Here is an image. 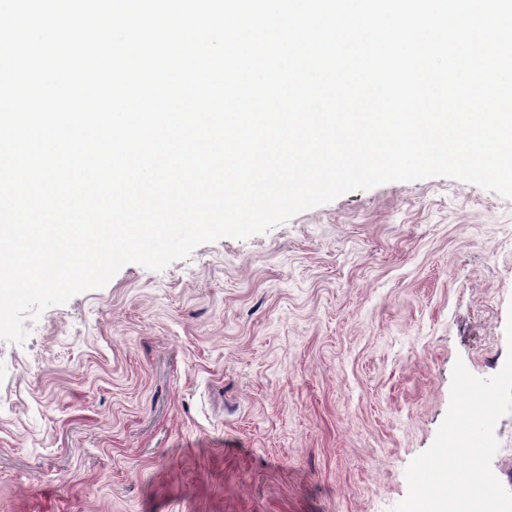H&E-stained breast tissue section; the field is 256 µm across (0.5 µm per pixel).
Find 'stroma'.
I'll return each mask as SVG.
<instances>
[{
    "label": "stroma",
    "instance_id": "obj_1",
    "mask_svg": "<svg viewBox=\"0 0 512 512\" xmlns=\"http://www.w3.org/2000/svg\"><path fill=\"white\" fill-rule=\"evenodd\" d=\"M511 318L512 199L447 177L126 265L0 340V512H389Z\"/></svg>",
    "mask_w": 512,
    "mask_h": 512
}]
</instances>
